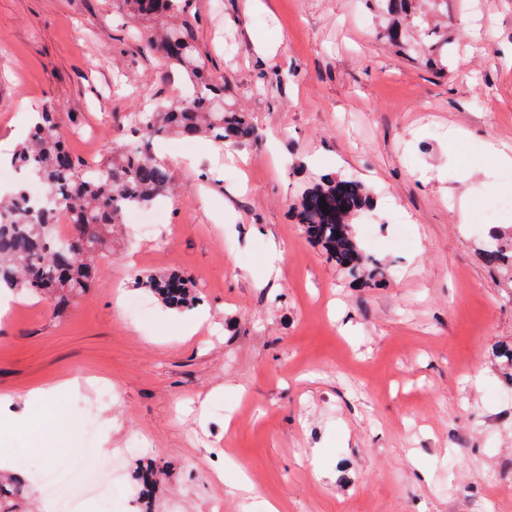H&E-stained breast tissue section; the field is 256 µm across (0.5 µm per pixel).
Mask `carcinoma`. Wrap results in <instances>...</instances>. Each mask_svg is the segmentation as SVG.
Here are the masks:
<instances>
[{"label": "carcinoma", "mask_w": 512, "mask_h": 512, "mask_svg": "<svg viewBox=\"0 0 512 512\" xmlns=\"http://www.w3.org/2000/svg\"><path fill=\"white\" fill-rule=\"evenodd\" d=\"M387 20L384 37L391 46L425 54L438 65L451 44L447 32L430 26V18L448 11V0H366ZM134 23L173 18L177 23L150 35L145 47L159 54V62L182 75V86L169 106L156 102L150 112L132 118L136 143L112 150L90 165L64 144L53 110L41 113L28 139L11 162L38 179L45 203H27L28 185L18 183L7 200L0 201V290L26 289L50 295L65 304L90 287L97 261L105 256L112 225L120 224L130 209L148 207L172 188L174 173L149 150L161 135L205 136L216 146L254 136L245 112L226 108L224 83L216 81L195 58V22L188 0H112ZM327 208H322V204ZM374 197L367 185L353 177L323 175L297 198L293 210L298 223L327 259L354 280L380 283L387 267L364 252L353 233V221L371 209ZM494 245L481 256L492 267L512 265V246L502 244V233L489 231ZM146 287L172 309L195 299L190 281L179 273L151 278ZM22 487L0 485V512H14L13 499Z\"/></svg>", "instance_id": "cac0c4a2"}]
</instances>
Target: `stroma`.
<instances>
[{
    "label": "stroma",
    "instance_id": "obj_1",
    "mask_svg": "<svg viewBox=\"0 0 512 512\" xmlns=\"http://www.w3.org/2000/svg\"><path fill=\"white\" fill-rule=\"evenodd\" d=\"M262 2L190 9L197 55L255 139H160L175 179L167 223L143 234L151 208L126 216L66 308L10 294L0 440L21 451L18 512H66L42 478L78 459L121 467L111 512H140L136 475L152 466L151 512H512V397L495 356L512 342V272L479 254L489 227L512 229V209L484 216L512 198V167L487 153L512 145V0H448L440 74L386 43L365 0ZM181 83L112 0H0V198L15 186L3 160L27 134L17 113L58 103L69 150L97 160ZM326 173L371 189L354 235L385 282L340 273L297 224L293 203ZM271 260L279 276L257 286ZM170 273L189 278L191 306L138 283ZM135 299L150 305L137 319ZM73 377L83 386L51 402L29 396ZM14 416L34 420L32 436L6 431ZM244 477L258 495L238 489Z\"/></svg>",
    "mask_w": 512,
    "mask_h": 512
}]
</instances>
